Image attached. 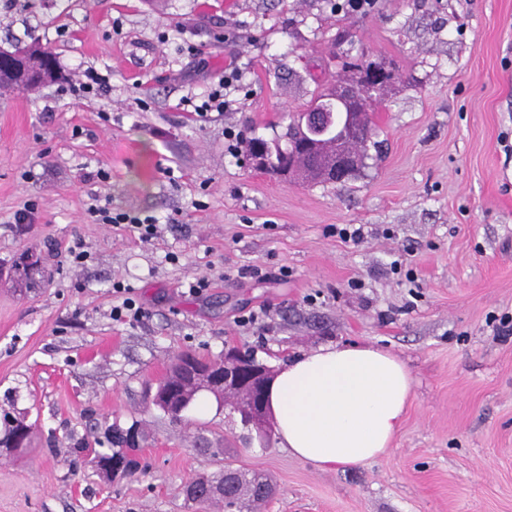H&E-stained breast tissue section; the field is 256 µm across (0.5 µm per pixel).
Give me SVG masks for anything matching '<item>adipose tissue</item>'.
<instances>
[{
    "label": "adipose tissue",
    "mask_w": 512,
    "mask_h": 512,
    "mask_svg": "<svg viewBox=\"0 0 512 512\" xmlns=\"http://www.w3.org/2000/svg\"><path fill=\"white\" fill-rule=\"evenodd\" d=\"M413 388L405 363L373 344H327L294 357L271 380L275 438L318 468L351 469L391 445Z\"/></svg>",
    "instance_id": "obj_1"
}]
</instances>
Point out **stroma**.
<instances>
[{
  "label": "stroma",
  "instance_id": "1",
  "mask_svg": "<svg viewBox=\"0 0 512 512\" xmlns=\"http://www.w3.org/2000/svg\"><path fill=\"white\" fill-rule=\"evenodd\" d=\"M30 32L107 90L0 93V416L32 427L24 452L0 447V512H224L184 486L227 464L272 478L258 512H512V335L491 325L512 315V0H0V47ZM361 53L393 79L357 177L285 184L231 155L227 131L282 139ZM231 67L238 105L184 111ZM96 197L158 218L157 236L92 223ZM27 202L37 221L17 225ZM348 224L363 242L339 238ZM76 241L81 265L64 258ZM27 250L45 277L19 292ZM117 281L141 322L113 321ZM353 342L402 359L413 393L391 448L346 471L259 443L223 408L176 425L147 399L184 352L275 369ZM134 424L142 471L102 480L87 449Z\"/></svg>",
  "mask_w": 512,
  "mask_h": 512
}]
</instances>
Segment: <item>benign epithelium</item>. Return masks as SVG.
Instances as JSON below:
<instances>
[{
	"label": "benign epithelium",
	"instance_id": "obj_1",
	"mask_svg": "<svg viewBox=\"0 0 512 512\" xmlns=\"http://www.w3.org/2000/svg\"><path fill=\"white\" fill-rule=\"evenodd\" d=\"M0 58L15 62L13 69L0 75L13 80L34 77V57L30 54L0 49ZM380 80V72L372 68L363 83L338 86L325 102H316L298 116L296 147L310 158L318 177L339 182L356 167L357 156L345 150L342 143L354 126L363 121L362 114L353 111L354 103L374 93ZM250 166L285 183L300 179L290 157L284 152L276 153L269 145L254 151ZM181 369L191 374L199 390L211 392L230 414L241 416L244 427L262 428L267 412L262 395L270 376L268 366L242 356L236 349H227L221 371L201 370L191 358L181 362ZM187 401L186 391L173 383L160 384L153 397L154 405L179 412L184 410Z\"/></svg>",
	"mask_w": 512,
	"mask_h": 512
}]
</instances>
